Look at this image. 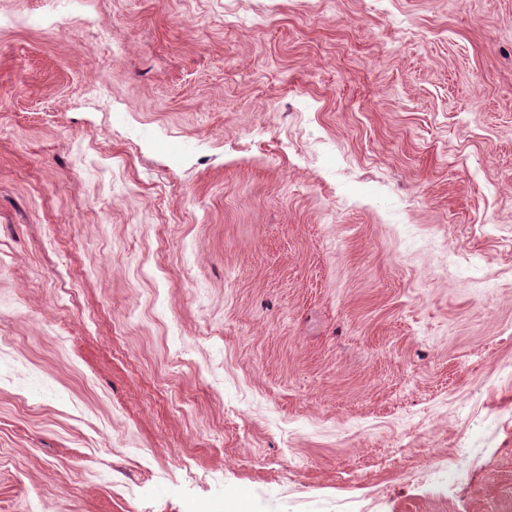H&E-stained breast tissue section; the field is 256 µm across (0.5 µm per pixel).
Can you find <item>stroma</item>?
<instances>
[{
  "mask_svg": "<svg viewBox=\"0 0 512 512\" xmlns=\"http://www.w3.org/2000/svg\"><path fill=\"white\" fill-rule=\"evenodd\" d=\"M510 363L512 0H0V512H512ZM479 450L481 448H459L448 457V463L441 462L437 464L438 479L441 482L448 480V490H452L465 477L469 459Z\"/></svg>",
  "mask_w": 512,
  "mask_h": 512,
  "instance_id": "stroma-1",
  "label": "stroma"
}]
</instances>
